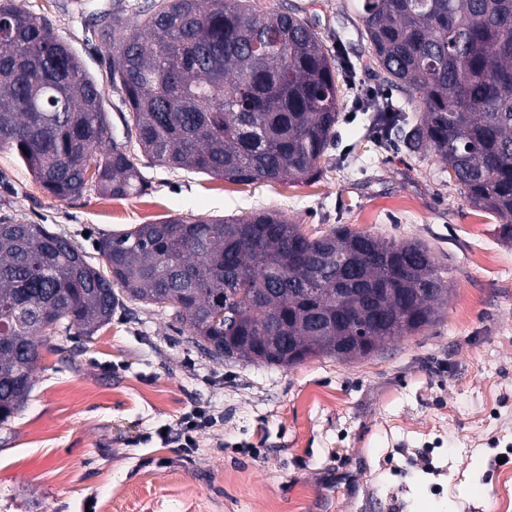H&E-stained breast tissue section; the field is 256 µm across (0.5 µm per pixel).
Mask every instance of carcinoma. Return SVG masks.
Instances as JSON below:
<instances>
[{
	"instance_id": "1",
	"label": "carcinoma",
	"mask_w": 512,
	"mask_h": 512,
	"mask_svg": "<svg viewBox=\"0 0 512 512\" xmlns=\"http://www.w3.org/2000/svg\"><path fill=\"white\" fill-rule=\"evenodd\" d=\"M361 37L385 81L419 100L405 132L476 209L512 218V0H360ZM100 16V51L127 114L109 132L95 78L18 0H0V150L51 195L93 183L113 198L157 165L234 183L317 178L339 106L336 63L288 5L145 0ZM402 108L374 114L387 129ZM112 147L101 150L107 138ZM95 266L44 224L0 223V424L26 403L44 339L91 338L123 299L169 311L216 359L291 368L334 358L336 337L380 350L437 324L448 269L420 241L332 228L304 234L278 211L168 217L99 242Z\"/></svg>"
}]
</instances>
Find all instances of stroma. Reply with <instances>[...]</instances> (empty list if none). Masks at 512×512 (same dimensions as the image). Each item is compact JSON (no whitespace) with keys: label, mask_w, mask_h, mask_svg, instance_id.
Listing matches in <instances>:
<instances>
[{"label":"stroma","mask_w":512,"mask_h":512,"mask_svg":"<svg viewBox=\"0 0 512 512\" xmlns=\"http://www.w3.org/2000/svg\"><path fill=\"white\" fill-rule=\"evenodd\" d=\"M294 2L335 58L343 97L318 181L237 185L137 163L145 194L87 186L50 195L0 150V220L45 224L91 260L112 233L175 215L286 212L308 235L345 225L418 240L449 269L438 324L348 361L289 369L217 361L163 310L125 301L91 340L43 347L20 413L0 426V512H499L512 473V240L471 207L432 154L378 145L357 95L406 103L372 63L356 0ZM94 75L111 125L125 106L100 55L104 14L130 0H19ZM486 248L491 263L477 260ZM200 407L215 418L197 445L162 442Z\"/></svg>","instance_id":"1"}]
</instances>
